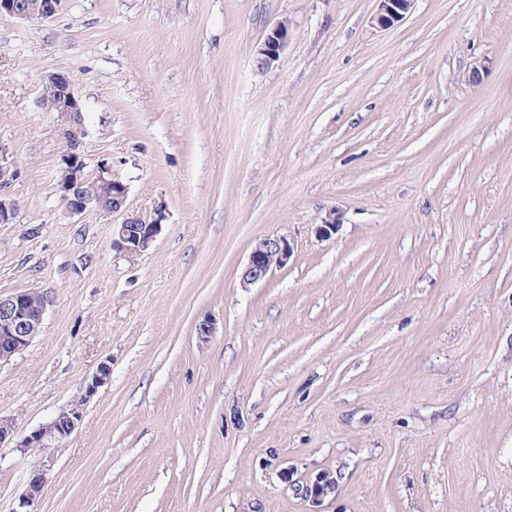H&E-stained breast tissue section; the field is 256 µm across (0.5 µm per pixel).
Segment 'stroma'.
I'll use <instances>...</instances> for the list:
<instances>
[{"mask_svg":"<svg viewBox=\"0 0 512 512\" xmlns=\"http://www.w3.org/2000/svg\"><path fill=\"white\" fill-rule=\"evenodd\" d=\"M61 0L0 18V146L18 175L0 295L49 304L0 364L23 436L110 379L61 447L0 444V512H512V0ZM292 35L265 70L268 31ZM484 65L480 80L471 71ZM64 71L86 105L87 174L166 218L66 212ZM340 212L336 235L315 233ZM127 212V213H128ZM294 253L248 288L254 244ZM211 320V336L197 326ZM0 0V17L18 21L49 20L59 9L60 0ZM377 10L372 23L387 29L402 22L414 8L416 0H376ZM290 37V24L288 20L276 23L267 33L255 55L256 66L259 69H268L280 59ZM49 93L53 96L49 97ZM38 103L49 112L60 113L71 125V129L65 132L66 138L76 135L73 127L82 124L84 103L77 95L73 81L67 73L52 72L43 78ZM165 218V212L160 208L156 209L150 219L133 214L127 216L113 229L112 248L127 256L140 255L155 242ZM48 482L47 473L44 470L34 471L29 475L24 492L21 495V508L31 507L44 493ZM336 481L329 472L318 474L310 484L302 486L301 493L310 499L314 507L320 506L324 498L335 492Z\"/></svg>","mask_w":512,"mask_h":512,"instance_id":"35a3bbf8","label":"stroma"}]
</instances>
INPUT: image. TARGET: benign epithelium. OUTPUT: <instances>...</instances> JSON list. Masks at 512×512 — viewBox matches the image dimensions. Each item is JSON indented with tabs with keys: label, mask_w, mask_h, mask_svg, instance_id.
I'll list each match as a JSON object with an SVG mask.
<instances>
[{
	"label": "benign epithelium",
	"mask_w": 512,
	"mask_h": 512,
	"mask_svg": "<svg viewBox=\"0 0 512 512\" xmlns=\"http://www.w3.org/2000/svg\"><path fill=\"white\" fill-rule=\"evenodd\" d=\"M377 10L372 23L387 29L402 22L414 8L416 0H376ZM60 0H0V17L18 21L35 19L49 20L59 9ZM290 37V24L286 20L276 23L267 33L255 55L256 66L267 69L280 59ZM39 105L49 112H58L69 125L82 122L84 103L77 95L73 81L65 72L46 75L41 84ZM84 154L66 150L61 155V167L57 179V190L65 210L72 215H81L89 209L105 214L121 212L127 208L128 186L112 176L109 165L98 167L95 177L85 173ZM17 169L0 147V187L10 184ZM166 219L164 210L157 209L153 217L145 219L130 215L115 225L112 233V248L127 256H136L147 251L155 242ZM340 213L329 212L322 223L316 225L315 233L329 238L340 226ZM293 255V246L285 236L259 240L249 253L240 274L244 288L260 283L271 273L288 264ZM47 307V297L30 288L6 297L0 296V363L27 349L38 336ZM110 363L99 364L96 372L87 381L83 396L69 408L61 411L49 423L32 430L20 439H15V426L8 419L0 418V444L16 441L15 447L26 452L34 448H53L67 439L80 425L85 404L97 389L111 376ZM48 482L47 473L38 470L29 475L21 495V507H30L44 493ZM334 477L323 472L312 483L302 487L301 493L318 507L327 496L335 492Z\"/></svg>",
	"instance_id": "7a95c632"
}]
</instances>
